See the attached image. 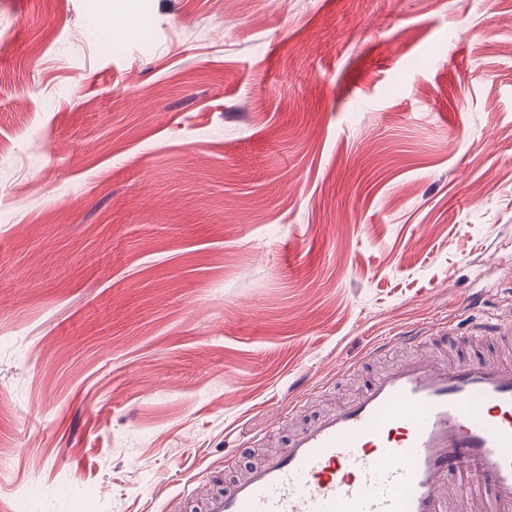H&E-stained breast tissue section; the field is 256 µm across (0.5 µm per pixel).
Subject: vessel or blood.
Masks as SVG:
<instances>
[{
    "mask_svg": "<svg viewBox=\"0 0 512 512\" xmlns=\"http://www.w3.org/2000/svg\"><path fill=\"white\" fill-rule=\"evenodd\" d=\"M512 335V314L475 320L468 339ZM457 341L454 322L380 340L413 356L348 403L299 428L225 487L195 484L172 512H512V360L416 354Z\"/></svg>",
    "mask_w": 512,
    "mask_h": 512,
    "instance_id": "obj_1",
    "label": "vessel or blood"
}]
</instances>
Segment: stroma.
<instances>
[{
    "instance_id": "1",
    "label": "stroma",
    "mask_w": 512,
    "mask_h": 512,
    "mask_svg": "<svg viewBox=\"0 0 512 512\" xmlns=\"http://www.w3.org/2000/svg\"><path fill=\"white\" fill-rule=\"evenodd\" d=\"M0 75V512H167L512 307V0H0ZM512 335V314H499L496 317L476 319L469 332L458 335L455 322L446 320L428 327H411L400 332L397 336H390L380 340L373 349V355L379 356L393 347L417 348L431 343L438 338H446L448 341L462 343L467 340L498 339L502 336ZM317 387H308L306 384L299 385L292 393L291 402L288 405V412L281 413L276 418V424H280L288 416V424L293 420L295 415L300 412L302 404L314 396Z\"/></svg>"
}]
</instances>
